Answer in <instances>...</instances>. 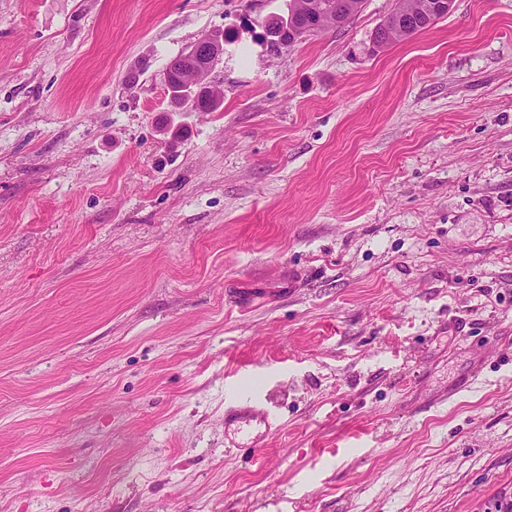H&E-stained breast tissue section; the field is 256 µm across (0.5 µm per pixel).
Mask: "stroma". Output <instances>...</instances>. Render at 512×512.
<instances>
[{"label":"stroma","mask_w":512,"mask_h":512,"mask_svg":"<svg viewBox=\"0 0 512 512\" xmlns=\"http://www.w3.org/2000/svg\"><path fill=\"white\" fill-rule=\"evenodd\" d=\"M287 5L0 0V512L512 493V0L376 52L395 0L274 50ZM216 29L219 107L171 111ZM224 39L226 40V35L224 37L223 30L209 31L190 44L184 54L174 60L170 67L175 61H179L182 68L205 69L209 62L219 60L224 54Z\"/></svg>","instance_id":"35a3bbf8"}]
</instances>
